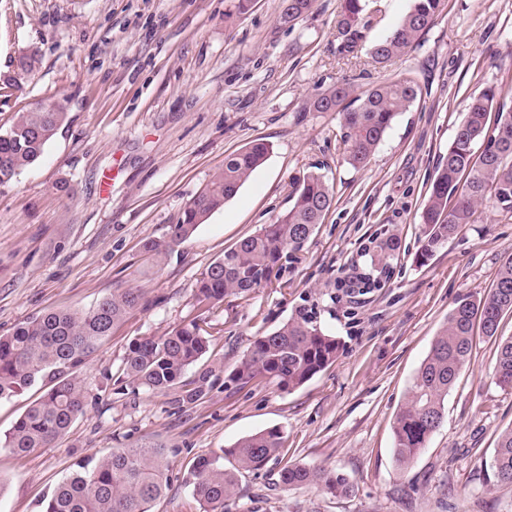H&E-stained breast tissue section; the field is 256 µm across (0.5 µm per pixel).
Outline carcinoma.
Listing matches in <instances>:
<instances>
[{"label":"carcinoma","instance_id":"carcinoma-1","mask_svg":"<svg viewBox=\"0 0 512 512\" xmlns=\"http://www.w3.org/2000/svg\"><path fill=\"white\" fill-rule=\"evenodd\" d=\"M279 16L287 25L307 13L314 0H284ZM441 0H413L410 10L393 32L373 44L370 58L383 65L403 56L434 22ZM365 0H342L336 25V52L344 57L358 53L372 26ZM351 86L338 82L312 103L316 112L342 116V138L348 163L366 166L394 118L417 101L420 86L414 76L402 75L378 85L359 98ZM497 112L494 125L490 112ZM67 116L66 105L55 112H22L9 132L0 134V184L11 181L43 153ZM270 150L255 140L224 160L206 188L185 208L181 221L170 226L168 237L145 245L160 258L170 253L215 210L234 197L263 163ZM334 202L333 189L322 176L309 174L296 188L291 207L259 232L243 238L212 263L196 284L198 302L215 304L235 296L240 299L281 277ZM490 204L512 214V103L500 100L488 86L470 97L466 115L443 156L423 209L425 224L416 259L425 263L448 242L461 224L471 223L476 209ZM144 305L139 290L128 289L100 301L86 312L52 310L17 324L0 336V399L42 383L44 393L33 401L0 438V447L29 453L63 437L88 406L89 395L76 370L112 334L130 311ZM512 313V257L500 267L493 285L478 300L461 299L447 324L435 336L432 348L413 378L405 403L395 421V452L400 466H408L444 417V399L461 370L468 364L474 329L494 337L501 318ZM211 334L193 320L162 336L130 342L123 359L125 387L164 392L184 388L182 401L201 399L210 384L206 370L187 382L188 370L208 351ZM341 341L315 324L312 312L301 308L271 333L252 340L232 372L231 379L246 383L265 376L282 390L302 386L331 364ZM496 383L512 389V336L497 345ZM283 444V431L270 428L248 435L231 448L197 456L183 476L203 512H231L244 471L262 469ZM232 459L231 466L224 460ZM495 481L512 486V428L499 438L492 463ZM286 486L315 485L327 493L347 495V479L323 467L288 466L281 470ZM169 487V462L164 448H116L106 455L88 454L76 471L60 482L43 503L42 512H152L154 503Z\"/></svg>","mask_w":512,"mask_h":512}]
</instances>
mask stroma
<instances>
[{"label":"stroma","instance_id":"1","mask_svg":"<svg viewBox=\"0 0 512 512\" xmlns=\"http://www.w3.org/2000/svg\"><path fill=\"white\" fill-rule=\"evenodd\" d=\"M283 0H0V134L18 113L58 100L67 119L40 158L0 184V336L49 311L84 312L127 289L146 307L128 314L78 377L89 396L119 376L129 343L200 319L215 330L199 369L213 385L192 404L180 389L116 394L88 405L55 444L0 450V512H40L77 458L114 448H166L170 487L153 512H201L182 476L200 454L272 427L276 459L243 473L232 512H512V486L491 463L512 428V389L493 378L498 338L476 334L444 419L408 469L393 426L412 379L458 299L481 297L512 257V217L478 209L425 263L415 252L437 167L473 93L512 99V0H443L432 24L384 68L366 53L336 54L341 0H315L294 26ZM37 50L20 76L16 61ZM412 73L421 94L398 114L361 168L346 159L339 116L310 103L336 83L355 95ZM273 146L223 208L161 260L145 251L251 141ZM310 173L335 201L278 284L202 308L198 279L225 250L273 223ZM384 268L364 251L388 235ZM340 338L333 363L303 386L263 376L230 381L255 336L299 307ZM322 466L351 484L346 496L285 486L289 465Z\"/></svg>","mask_w":512,"mask_h":512}]
</instances>
